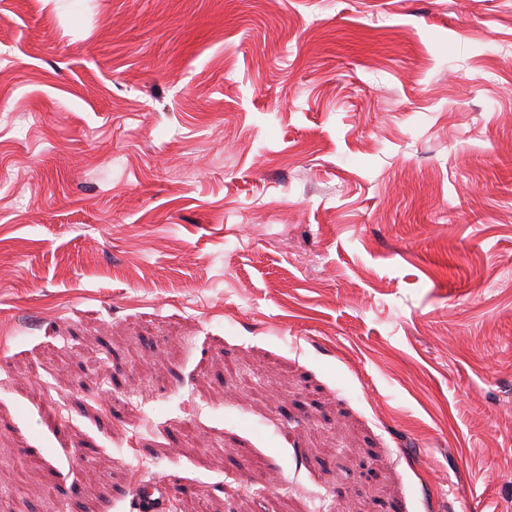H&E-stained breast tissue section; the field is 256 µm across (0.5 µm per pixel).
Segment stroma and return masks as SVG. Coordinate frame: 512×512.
<instances>
[{
  "mask_svg": "<svg viewBox=\"0 0 512 512\" xmlns=\"http://www.w3.org/2000/svg\"><path fill=\"white\" fill-rule=\"evenodd\" d=\"M1 112L0 512H512V0H0ZM175 485L166 480L153 482L149 486L138 484L134 488L136 509L139 512H161L166 510L167 502L175 492Z\"/></svg>",
  "mask_w": 512,
  "mask_h": 512,
  "instance_id": "35a3bbf8",
  "label": "stroma"
}]
</instances>
